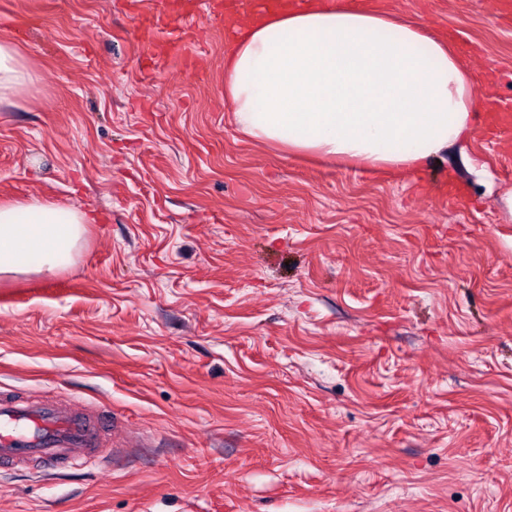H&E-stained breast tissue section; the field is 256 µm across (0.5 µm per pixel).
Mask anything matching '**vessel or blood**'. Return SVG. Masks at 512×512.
<instances>
[{"instance_id":"vessel-or-blood-1","label":"vessel or blood","mask_w":512,"mask_h":512,"mask_svg":"<svg viewBox=\"0 0 512 512\" xmlns=\"http://www.w3.org/2000/svg\"><path fill=\"white\" fill-rule=\"evenodd\" d=\"M237 22L253 16L254 6L304 8L308 0H239ZM100 426L84 415L42 403H20L0 397V468L48 465L80 466L101 457Z\"/></svg>"}]
</instances>
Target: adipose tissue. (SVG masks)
Wrapping results in <instances>:
<instances>
[{"label": "adipose tissue", "mask_w": 512, "mask_h": 512, "mask_svg": "<svg viewBox=\"0 0 512 512\" xmlns=\"http://www.w3.org/2000/svg\"><path fill=\"white\" fill-rule=\"evenodd\" d=\"M0 40V103L32 82ZM466 63L419 25L379 10L260 15L224 54V103L250 141L354 167L421 168L468 140L479 115ZM89 213L33 200L0 205V278L68 266Z\"/></svg>", "instance_id": "ef3b65f1"}]
</instances>
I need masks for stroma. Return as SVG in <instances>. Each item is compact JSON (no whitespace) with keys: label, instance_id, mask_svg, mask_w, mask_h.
<instances>
[{"label":"stroma","instance_id":"obj_1","mask_svg":"<svg viewBox=\"0 0 512 512\" xmlns=\"http://www.w3.org/2000/svg\"><path fill=\"white\" fill-rule=\"evenodd\" d=\"M210 0H0L34 81L0 106V204L94 213L55 277L0 281V392L114 421L93 467L0 471V512H512V130L414 171L245 140ZM456 29L512 113V23ZM455 183L469 206H441Z\"/></svg>","mask_w":512,"mask_h":512}]
</instances>
